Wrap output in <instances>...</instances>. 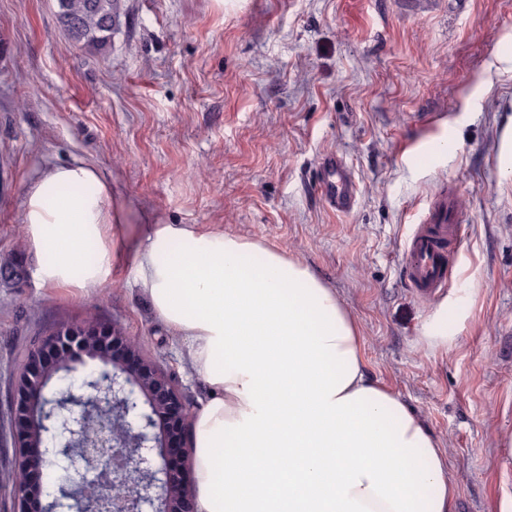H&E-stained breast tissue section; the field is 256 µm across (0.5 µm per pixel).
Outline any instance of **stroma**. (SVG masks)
Listing matches in <instances>:
<instances>
[{"label":"stroma","instance_id":"1","mask_svg":"<svg viewBox=\"0 0 512 512\" xmlns=\"http://www.w3.org/2000/svg\"><path fill=\"white\" fill-rule=\"evenodd\" d=\"M102 48L74 45L56 0H0V512H16L12 376L35 339L94 314L167 369L190 409L205 379L129 265L85 292L37 274L23 209L49 167L89 164L143 220L283 252L335 288L369 375L448 456L456 512L512 503V0H123ZM349 163L358 199L329 211L321 159ZM455 190L466 236L431 300L402 276L405 241ZM41 318L32 321L30 309ZM447 339L428 337L440 310Z\"/></svg>","mask_w":512,"mask_h":512}]
</instances>
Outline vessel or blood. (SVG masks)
Masks as SVG:
<instances>
[{"instance_id":"1","label":"vessel or blood","mask_w":512,"mask_h":512,"mask_svg":"<svg viewBox=\"0 0 512 512\" xmlns=\"http://www.w3.org/2000/svg\"><path fill=\"white\" fill-rule=\"evenodd\" d=\"M316 188L335 213L349 212L356 202V183L342 157L327 155L319 164ZM464 236L452 196L441 199L425 223L415 225L406 241L403 275L410 291L419 297L446 292L451 279L448 247Z\"/></svg>"}]
</instances>
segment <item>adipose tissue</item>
<instances>
[{
    "instance_id": "1",
    "label": "adipose tissue",
    "mask_w": 512,
    "mask_h": 512,
    "mask_svg": "<svg viewBox=\"0 0 512 512\" xmlns=\"http://www.w3.org/2000/svg\"><path fill=\"white\" fill-rule=\"evenodd\" d=\"M134 199L98 171L47 169L23 222L40 279L106 285L125 246L135 281L210 387L194 417L195 512H454L438 440L365 369L355 320L304 264L186 224L125 240Z\"/></svg>"
}]
</instances>
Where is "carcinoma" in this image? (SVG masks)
Returning a JSON list of instances; mask_svg holds the SVG:
<instances>
[{
  "label": "carcinoma",
  "instance_id": "1",
  "mask_svg": "<svg viewBox=\"0 0 512 512\" xmlns=\"http://www.w3.org/2000/svg\"><path fill=\"white\" fill-rule=\"evenodd\" d=\"M57 20L68 38L77 45L102 47L112 32L104 28L122 15V0H57Z\"/></svg>",
  "mask_w": 512,
  "mask_h": 512
}]
</instances>
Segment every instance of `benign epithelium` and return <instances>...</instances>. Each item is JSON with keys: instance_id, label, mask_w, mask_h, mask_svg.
I'll use <instances>...</instances> for the list:
<instances>
[{"instance_id": "7a95c632", "label": "benign epithelium", "mask_w": 512, "mask_h": 512, "mask_svg": "<svg viewBox=\"0 0 512 512\" xmlns=\"http://www.w3.org/2000/svg\"><path fill=\"white\" fill-rule=\"evenodd\" d=\"M98 371L46 392L85 365ZM13 424L20 440L17 512L33 483L49 486L42 512H194L192 487L173 471L165 419L191 412L164 369L145 362L136 342L117 326L68 325L34 342L17 371ZM76 464L60 482L58 459Z\"/></svg>"}]
</instances>
